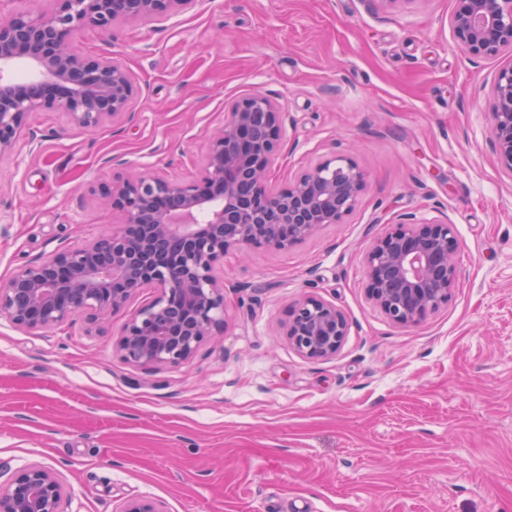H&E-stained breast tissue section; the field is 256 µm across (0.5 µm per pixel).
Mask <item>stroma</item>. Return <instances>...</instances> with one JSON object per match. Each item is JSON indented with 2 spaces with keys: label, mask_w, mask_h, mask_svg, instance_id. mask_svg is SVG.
<instances>
[{
  "label": "stroma",
  "mask_w": 512,
  "mask_h": 512,
  "mask_svg": "<svg viewBox=\"0 0 512 512\" xmlns=\"http://www.w3.org/2000/svg\"><path fill=\"white\" fill-rule=\"evenodd\" d=\"M456 0H192L168 20L88 28L113 53L131 118L90 134L34 112L37 146L0 158V280L118 228L93 193L107 159L197 177L227 106L260 91L284 114L272 180L350 157L366 186L343 223L285 252L225 253L227 328L190 361L150 371L115 349L156 288L104 330L0 321V469H56L61 512H512V177L485 112L512 50L475 57ZM448 220L460 276L447 306L391 324L364 256L406 216ZM313 294L348 320L336 354L300 355L289 308Z\"/></svg>",
  "instance_id": "1"
}]
</instances>
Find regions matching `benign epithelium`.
<instances>
[{
    "mask_svg": "<svg viewBox=\"0 0 512 512\" xmlns=\"http://www.w3.org/2000/svg\"><path fill=\"white\" fill-rule=\"evenodd\" d=\"M37 15L0 16V158L24 136L31 112L60 113L94 133L130 115L135 88L121 62L81 54L71 36L84 28L106 35L115 23L170 18L192 0H54ZM456 41L471 55L495 56L512 47V0H457L451 18ZM23 61L36 71L28 85L3 76ZM495 163L512 176V63L495 76L489 100ZM283 113L254 92L231 103L209 140L192 181L156 169L120 173L101 187L103 203L122 212V227L21 266L0 281V320L22 330H49L77 315L106 321L146 285L158 295L126 323L116 350L126 362L160 370L189 361L225 326L224 277L230 249L283 252L354 209L366 183L350 159L324 160L285 187L272 182ZM452 225L424 218L399 222L364 257L368 299L398 326L410 327L448 304L459 278ZM344 313L317 296L288 313L289 344L310 359L336 353L347 335ZM70 489L59 473L31 462L0 482V512H60ZM120 512H161L149 499Z\"/></svg>",
    "mask_w": 512,
    "mask_h": 512,
    "instance_id": "7a95c632",
    "label": "benign epithelium"
}]
</instances>
